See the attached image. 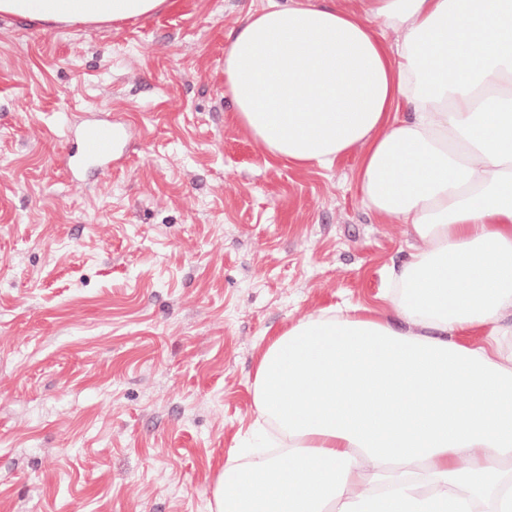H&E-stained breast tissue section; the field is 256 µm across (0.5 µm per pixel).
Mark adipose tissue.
Returning <instances> with one entry per match:
<instances>
[{"instance_id": "ef3b65f1", "label": "adipose tissue", "mask_w": 512, "mask_h": 512, "mask_svg": "<svg viewBox=\"0 0 512 512\" xmlns=\"http://www.w3.org/2000/svg\"><path fill=\"white\" fill-rule=\"evenodd\" d=\"M357 2L269 0L224 73L272 162L360 152L363 205L421 243L390 272L404 327L355 306L275 336L254 400L288 455L225 463L213 512H512V0ZM172 4L0 0V17L85 27Z\"/></svg>"}]
</instances>
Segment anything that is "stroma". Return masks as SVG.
<instances>
[{
	"label": "stroma",
	"mask_w": 512,
	"mask_h": 512,
	"mask_svg": "<svg viewBox=\"0 0 512 512\" xmlns=\"http://www.w3.org/2000/svg\"><path fill=\"white\" fill-rule=\"evenodd\" d=\"M267 0L147 19L0 18V512H209L270 456L254 380L274 332L374 307L416 242L361 203L359 151L275 164L239 125L228 33ZM125 139L70 180L89 120Z\"/></svg>",
	"instance_id": "35a3bbf8"
}]
</instances>
